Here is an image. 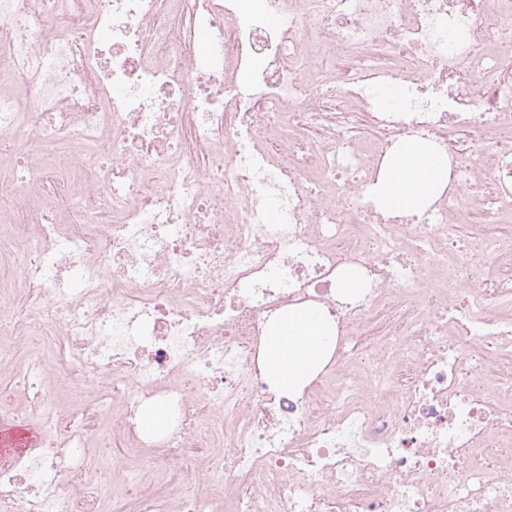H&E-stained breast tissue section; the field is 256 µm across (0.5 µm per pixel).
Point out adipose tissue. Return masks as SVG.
<instances>
[{
  "label": "adipose tissue",
  "instance_id": "1",
  "mask_svg": "<svg viewBox=\"0 0 512 512\" xmlns=\"http://www.w3.org/2000/svg\"><path fill=\"white\" fill-rule=\"evenodd\" d=\"M448 181V163L426 141L402 143L369 190L375 206L390 213L424 208ZM335 331L314 305L286 310L270 322L262 359L271 386L298 392L329 361Z\"/></svg>",
  "mask_w": 512,
  "mask_h": 512
}]
</instances>
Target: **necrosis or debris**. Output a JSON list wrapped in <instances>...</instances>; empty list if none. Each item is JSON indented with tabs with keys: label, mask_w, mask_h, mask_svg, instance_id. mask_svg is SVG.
<instances>
[{
	"label": "necrosis or debris",
	"mask_w": 512,
	"mask_h": 512,
	"mask_svg": "<svg viewBox=\"0 0 512 512\" xmlns=\"http://www.w3.org/2000/svg\"><path fill=\"white\" fill-rule=\"evenodd\" d=\"M507 17L0 0V425L38 430L0 512H512V238L453 237L512 212ZM412 139L448 184L383 215L367 191ZM302 304L335 349L277 391L262 340Z\"/></svg>",
	"instance_id": "4bbe7bcc"
}]
</instances>
